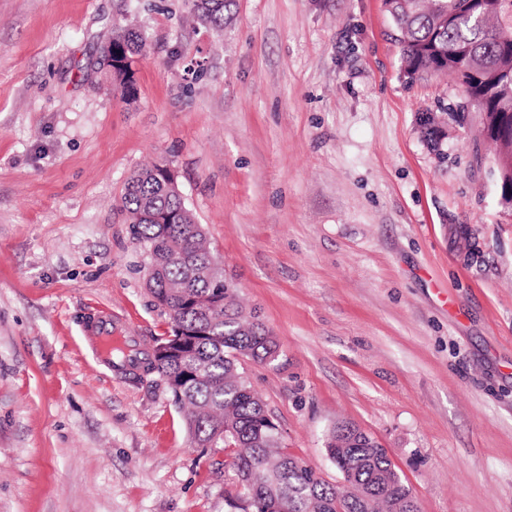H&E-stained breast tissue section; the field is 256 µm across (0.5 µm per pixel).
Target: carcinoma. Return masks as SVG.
I'll use <instances>...</instances> for the list:
<instances>
[{"label": "carcinoma", "mask_w": 512, "mask_h": 512, "mask_svg": "<svg viewBox=\"0 0 512 512\" xmlns=\"http://www.w3.org/2000/svg\"><path fill=\"white\" fill-rule=\"evenodd\" d=\"M235 0H191L205 27L220 33ZM399 33L409 73L452 76L464 93V107L477 112L479 128L512 153V0H385ZM113 59L142 55L146 40L136 30L112 32ZM501 201L512 207V163L497 173ZM134 239L152 252L157 266L147 284L172 324L186 331L182 354L158 365L144 352L130 351L134 366L162 377L175 404L185 412L192 440L222 448L241 482L242 512H417L409 488L385 449L360 428L342 422L326 446L351 491L320 478L285 452L278 430L254 389L239 372V359L273 363L279 344L255 315L245 317L235 289L224 283L204 234L196 230L182 196L161 182L160 166L145 167L129 179L121 197ZM154 214L177 216L160 224ZM117 348L113 361L125 356Z\"/></svg>", "instance_id": "cac0c4a2"}]
</instances>
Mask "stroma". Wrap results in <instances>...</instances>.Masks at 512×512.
I'll list each match as a JSON object with an SVG mask.
<instances>
[{
  "label": "stroma",
  "mask_w": 512,
  "mask_h": 512,
  "mask_svg": "<svg viewBox=\"0 0 512 512\" xmlns=\"http://www.w3.org/2000/svg\"><path fill=\"white\" fill-rule=\"evenodd\" d=\"M0 0V512H234L164 380L92 359L103 307L142 348L172 332L120 209L170 166L245 309L281 346L241 359L289 455L333 485L326 437L385 448L419 512H512V210L476 117L408 74L384 0ZM147 52L126 98L113 27ZM191 10L196 19L205 27L217 33L224 31L230 20L235 0H191ZM112 43H107L103 49V55L101 63L103 66L108 68L109 73L112 74L113 81H119V84L123 87L125 93H132L134 91V78L131 75L123 72L120 68L112 63L113 60H119L121 57L129 56L134 57L127 59L125 65L129 64L132 71L135 69L136 60L142 55L146 40L141 31L130 30V29H118L112 32V37L108 40ZM113 54V60H112Z\"/></svg>",
  "instance_id": "stroma-1"
}]
</instances>
